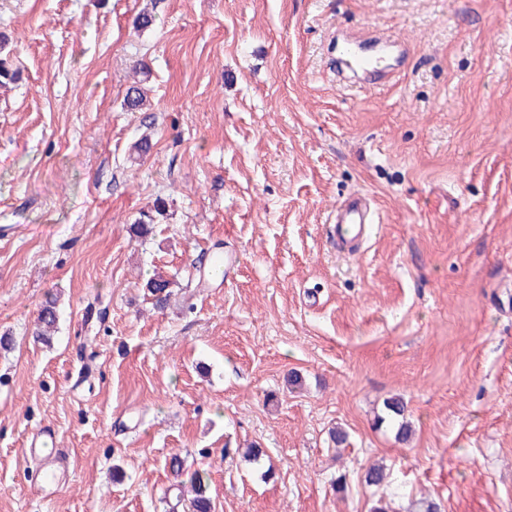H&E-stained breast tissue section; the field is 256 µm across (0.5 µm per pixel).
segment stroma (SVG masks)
<instances>
[{
	"label": "stroma",
	"instance_id": "stroma-1",
	"mask_svg": "<svg viewBox=\"0 0 512 512\" xmlns=\"http://www.w3.org/2000/svg\"><path fill=\"white\" fill-rule=\"evenodd\" d=\"M345 36L403 40L385 84L338 81ZM0 52V512H186L199 467L214 512H512V0H0ZM356 192L378 222L348 256ZM216 246L229 279L198 272ZM330 223L336 246H355L368 236L369 224L375 223L373 199L364 193L350 195L336 207ZM55 299H47L40 307L34 337L37 341L47 343L57 329L59 321L58 309ZM384 409L383 414L377 416V423L379 425L386 423L395 428L396 438L406 440L411 432V426L406 420L407 405L404 399L400 396L392 397L385 401Z\"/></svg>",
	"mask_w": 512,
	"mask_h": 512
}]
</instances>
